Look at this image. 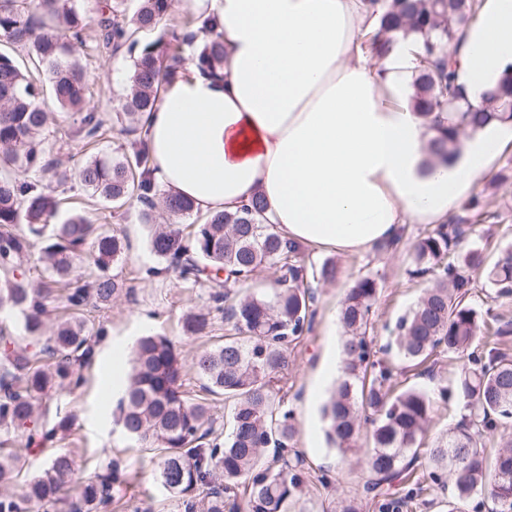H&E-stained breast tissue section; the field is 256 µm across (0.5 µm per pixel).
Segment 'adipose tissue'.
<instances>
[{
	"mask_svg": "<svg viewBox=\"0 0 512 512\" xmlns=\"http://www.w3.org/2000/svg\"><path fill=\"white\" fill-rule=\"evenodd\" d=\"M224 38L221 76L187 67L145 113L160 188L201 213L262 195L288 239L355 254L407 224H439L488 174L512 129L491 122L450 164H428V128L409 107L412 37L375 54L364 0H192ZM472 104L512 65V0H482L455 47Z\"/></svg>",
	"mask_w": 512,
	"mask_h": 512,
	"instance_id": "1",
	"label": "adipose tissue"
}]
</instances>
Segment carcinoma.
Instances as JSON below:
<instances>
[{
  "label": "carcinoma",
  "mask_w": 512,
  "mask_h": 512,
  "mask_svg": "<svg viewBox=\"0 0 512 512\" xmlns=\"http://www.w3.org/2000/svg\"><path fill=\"white\" fill-rule=\"evenodd\" d=\"M380 1L379 29L367 37L385 53L390 41L384 35L416 36L412 106L428 124L432 157L446 163L459 150L462 134L491 121L512 123V112L502 109V102L512 99V67L486 94L484 106L465 107L466 91L448 60L446 48L458 43L475 20L478 0H365L370 7ZM78 2L0 0V44L27 50L49 84L51 105L71 113L69 135L91 143L106 131V120L86 108L88 78L74 48L85 42L88 16ZM171 2L139 0L129 14L124 0H95L97 47L133 57L129 92L116 113L133 140L130 150L115 158L85 162L76 178L91 196L115 209L132 201L140 204L137 220L148 227V248L160 262L151 274L174 271L187 285L205 284L232 333L189 364L169 337H139L117 404L118 421L140 447L153 451L156 480L182 501L185 512L199 506L203 512H293L308 478L303 456L292 451L294 410L278 398L277 383L288 370L289 350L312 329L316 286L335 281L338 269L330 260L315 265L301 244L284 240L274 226L263 223L266 205L259 195L234 211L204 215L199 224H179L193 215L195 205L160 193L140 135L141 117L152 110L161 88L181 74L184 62L203 74L220 71L224 42L201 14L160 28ZM155 31L157 37L145 38ZM47 108L43 85L31 69L0 50V312L16 315L22 326L20 336L0 327V431L27 433L28 446L70 436L74 418L66 414L35 438L29 432L35 401L56 388L79 385L93 352L85 307H107L125 287L111 273L112 264L126 255L123 236L102 229L86 212L54 223L59 209L54 185L68 175L59 169L43 134ZM158 198L171 220L162 227L153 214ZM462 210L463 215L438 225L415 246L406 274L431 285L395 323L390 347L413 367L435 355L452 358L468 352L469 366L461 369L454 387L467 414L428 448V479L451 489L448 512L476 494L492 501V512H512V438L497 439L501 421L512 418V357L499 348V337L511 334L512 325L482 316L471 302L477 277L496 296H512V249L493 260L479 246L459 251L467 226L484 215L475 200ZM39 243L49 275L35 284L21 261ZM81 256L94 271L86 274L75 265ZM265 266L278 273L273 287L219 306L227 297L224 288ZM379 291L380 281L371 271L348 288L341 310L343 376L323 417L327 439L338 452H351L366 439L367 489L406 485L405 494H391L379 504L382 512H402L420 490L410 464L424 443L436 400L422 389L400 386L396 367L375 358L368 333L374 328L372 308ZM57 297L65 299L64 316L50 327L49 304ZM211 326L209 311L190 312L183 321L189 337L205 336ZM190 371L200 382V395L185 389ZM219 400L229 403L223 435L217 433L213 414ZM495 440L499 446L490 459L486 442ZM6 444L0 442V512H30L32 505L54 512H99L128 485L115 461L108 475L74 477L70 455L59 449L16 498L8 488L23 463ZM73 483L79 486L76 496L69 494Z\"/></svg>",
  "instance_id": "carcinoma-1"
}]
</instances>
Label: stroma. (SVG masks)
Listing matches in <instances>:
<instances>
[{
	"label": "stroma",
	"instance_id": "1",
	"mask_svg": "<svg viewBox=\"0 0 512 512\" xmlns=\"http://www.w3.org/2000/svg\"><path fill=\"white\" fill-rule=\"evenodd\" d=\"M76 55L89 75L87 101L100 111H118L126 92V77L132 68L131 58L123 53L104 54L93 44L78 48ZM70 124L66 112L51 109L45 135L58 142L57 157L63 166L74 168L95 155H116L127 150L129 137L119 124H112L105 138L93 145L68 140L64 132ZM481 198L487 216L473 225L465 246H503L512 243V180L490 187L488 178H480L471 190ZM100 223L117 230L130 249L114 272L123 280L127 291L111 306L89 308L87 318L100 341L94 347L91 364L84 368V384L74 390L59 389L51 398L40 401V423L51 427L58 414H75L76 420L69 438V449L75 468L88 475L110 468L120 460L132 479L122 492L119 503L109 512H138L151 505L153 512H184L180 501L168 494L156 481L149 463V453L128 439L116 424L113 411L117 391L122 385L128 352L134 340L151 332L171 338L184 359H192L205 346L218 343L225 334L223 316H216L209 336H186L182 317L188 308L206 309L212 301L204 285L185 287L176 275L154 278L149 268L157 260L146 243V230L138 224L134 211L118 214L113 209L97 212ZM427 230L423 224L406 225L397 251L384 253L369 249L358 254H345L329 248L310 249L315 263L336 261L339 276L335 282L318 288L316 316L312 331L290 352L288 375L281 384L285 405L295 412L297 449L309 466L307 495L303 503L308 512H332L342 497L362 499L364 512H377L364 486L369 475L359 456L339 454L329 449L324 436L321 406L339 370L324 373L326 357H340L343 327L340 313L346 292L352 282L366 271L378 272L381 290L374 306L375 328L371 334L374 349L388 342L396 319L412 307L422 294L424 282H407L403 276L409 255Z\"/></svg>",
	"mask_w": 512,
	"mask_h": 512
}]
</instances>
